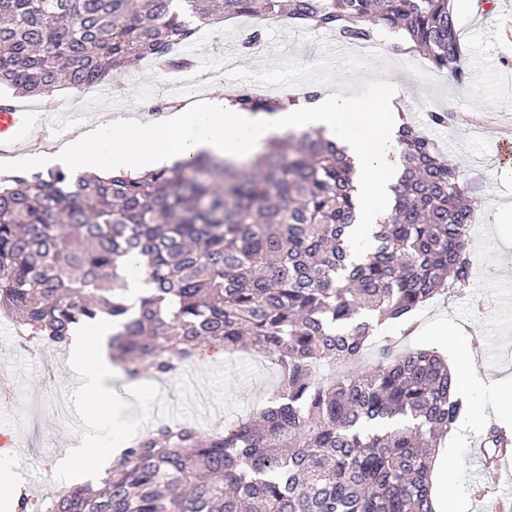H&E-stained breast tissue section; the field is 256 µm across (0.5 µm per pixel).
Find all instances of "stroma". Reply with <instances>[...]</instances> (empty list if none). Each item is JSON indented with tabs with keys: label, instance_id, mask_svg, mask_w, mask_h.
<instances>
[{
	"label": "stroma",
	"instance_id": "stroma-1",
	"mask_svg": "<svg viewBox=\"0 0 512 512\" xmlns=\"http://www.w3.org/2000/svg\"><path fill=\"white\" fill-rule=\"evenodd\" d=\"M493 11H486L481 0H470L468 8L457 13L461 33L462 60L472 55L486 56L512 72V0H495ZM237 22L202 26L193 42L195 57L205 63L210 80L204 81L198 99H205L213 77L219 76L224 61H233L231 82L245 88L256 80L286 83L281 64L293 61L310 84L340 88L358 97L369 96L382 70L394 67L401 75L403 97L413 98L409 116L440 153L458 170L474 201V222L469 246L474 263L470 288L448 297H438L414 315L410 331L396 322L377 329L378 335L393 336L399 349H437L450 354L459 346L470 345L474 369L489 380L512 377V303L499 291L512 282V167H496L489 159L497 144V129L512 125V95L500 94L494 80L472 68H465L463 80L433 67L429 60L388 47L385 54L362 56L352 44L332 37L325 47L328 62L305 45L307 30L293 26L265 30L251 57H243L236 40ZM122 86L105 84L104 96L92 92H62L52 97L15 96L0 85V100L12 97L18 105L32 108L35 119L28 132L38 140L31 154L57 152L74 134H87L112 111H129L141 123L155 122L153 105L169 98V85L181 79L180 73L165 74L143 63L124 74ZM448 105L459 114L479 121L481 130L472 134L450 131L427 124L428 110ZM15 323L0 325V357L10 358L9 371L16 386L13 404L0 407V428L18 433L17 461L29 462L28 472L18 473L17 484L32 498L47 497V463L62 456L91 430L92 422L82 410L77 383L68 377L62 351L33 347L16 353ZM193 371L209 373V407L185 397L180 378L160 380V394L153 404L129 401L122 410L123 431L135 437L149 414L165 417L167 402H176L184 420L202 430L260 410L269 390L277 381V369L268 359H254L242 351L224 357L222 366L195 360ZM499 401L493 390L477 391L467 397V417L447 443L450 475L469 477L466 459L472 446L482 442L486 428L493 423Z\"/></svg>",
	"mask_w": 512,
	"mask_h": 512
}]
</instances>
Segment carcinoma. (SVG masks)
Wrapping results in <instances>:
<instances>
[{
  "mask_svg": "<svg viewBox=\"0 0 512 512\" xmlns=\"http://www.w3.org/2000/svg\"><path fill=\"white\" fill-rule=\"evenodd\" d=\"M0 0V84L23 96L80 92L174 52L198 28L249 16L372 39L377 28L464 77L453 0ZM239 107L287 109L293 100ZM452 126L450 106L428 112ZM403 172L374 246L353 259L356 168L321 133L291 134L237 167L199 157L103 179L59 167L0 179V312L26 341L56 348L108 318L110 359L127 379L174 375L207 347L269 356L280 380L257 418L205 433L163 423L132 441L99 485L45 499L49 512H433L431 452L468 412L435 350L395 353L379 338L368 372L330 380L320 365L356 360L374 323L409 324L428 301L471 284L473 204L456 169L410 124ZM137 257L151 285L127 302L118 269Z\"/></svg>",
  "mask_w": 512,
  "mask_h": 512,
  "instance_id": "cac0c4a2",
  "label": "carcinoma"
}]
</instances>
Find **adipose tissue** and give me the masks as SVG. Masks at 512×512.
Masks as SVG:
<instances>
[{
    "label": "adipose tissue",
    "mask_w": 512,
    "mask_h": 512,
    "mask_svg": "<svg viewBox=\"0 0 512 512\" xmlns=\"http://www.w3.org/2000/svg\"><path fill=\"white\" fill-rule=\"evenodd\" d=\"M397 86L398 75L391 69L375 83L367 100L323 89L316 99L285 111L251 112L231 104L218 83L210 97L192 108L167 112L154 125L113 113L92 136L74 140L56 154L35 157L33 163L115 175L144 173L175 161L187 163L202 154L236 164L253 158L287 131L321 130L342 140L358 168L359 213L352 236L355 243L367 245L391 210V186L400 175L399 120L393 105ZM111 333L108 320H100L79 330L65 354L67 371L76 376L79 396L91 415L122 399L112 385L107 353ZM121 439L122 429L116 425L107 439L93 436L70 449L52 470L50 487H57L74 470L94 474Z\"/></svg>",
    "instance_id": "adipose-tissue-1"
}]
</instances>
